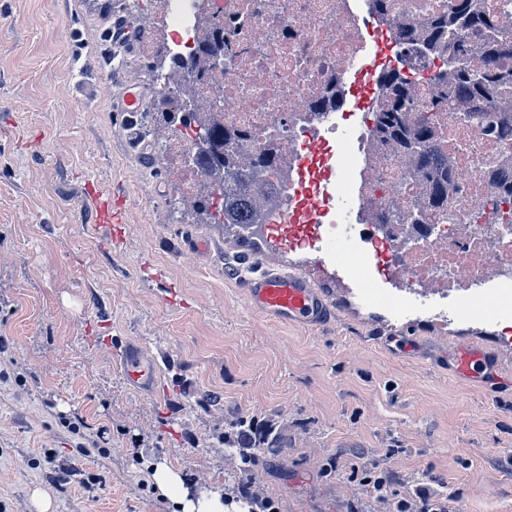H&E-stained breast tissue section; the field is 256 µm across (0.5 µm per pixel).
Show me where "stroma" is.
<instances>
[{"label": "stroma", "mask_w": 512, "mask_h": 512, "mask_svg": "<svg viewBox=\"0 0 512 512\" xmlns=\"http://www.w3.org/2000/svg\"><path fill=\"white\" fill-rule=\"evenodd\" d=\"M107 0H0V512H172L152 484L166 461L236 493L255 484L278 512H380L365 471L387 470L388 499L432 482L451 512H512V352L498 392L457 380L454 345L495 346L490 319L447 330L400 305L361 304L312 251L244 244L220 224L183 223L158 130L135 142L112 99L149 88L147 55L112 26L145 13ZM122 199L101 223L87 189ZM197 237L206 254L184 250ZM293 270L332 303L315 329L250 310L243 271ZM155 356L152 391L129 387L121 353ZM220 402L198 408L197 396ZM285 427L277 459L242 471L219 441L228 413Z\"/></svg>", "instance_id": "35a3bbf8"}]
</instances>
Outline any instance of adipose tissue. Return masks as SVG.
<instances>
[{"mask_svg": "<svg viewBox=\"0 0 512 512\" xmlns=\"http://www.w3.org/2000/svg\"><path fill=\"white\" fill-rule=\"evenodd\" d=\"M151 480L180 512H229L220 490L191 489L181 471L166 462L153 464Z\"/></svg>", "mask_w": 512, "mask_h": 512, "instance_id": "adipose-tissue-1", "label": "adipose tissue"}]
</instances>
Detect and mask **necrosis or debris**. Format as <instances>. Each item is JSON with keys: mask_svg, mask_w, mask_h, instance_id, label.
Listing matches in <instances>:
<instances>
[{"mask_svg": "<svg viewBox=\"0 0 512 512\" xmlns=\"http://www.w3.org/2000/svg\"><path fill=\"white\" fill-rule=\"evenodd\" d=\"M394 2L385 9L374 0L364 8L357 0H151L167 25L169 57L153 86L166 89L183 63L202 56L201 15L233 21L234 30L220 27L211 35L223 40L224 55L197 84L196 103L234 131L227 150L283 161L284 178L267 186L277 199L275 214L290 206L304 148L318 147L327 159L324 186L349 199L360 218L347 227L340 214L324 213L323 232L350 234L367 258L361 275L372 288L400 294L430 288L470 304L477 282L496 276L495 323L512 347V197L498 187L501 171L512 170V136L489 138L467 113L452 122L436 109L448 99V50H423L420 40L447 13L448 0ZM376 32L387 38L391 62L373 71L371 100L361 109L352 71ZM394 74L402 78L410 112L437 122L434 145L448 162L451 205L422 206L423 190L407 175L405 152L378 134L395 100ZM358 111L364 131L354 150L338 120ZM488 218L495 232L479 233L476 221Z\"/></svg>", "mask_w": 512, "mask_h": 512, "instance_id": "1", "label": "necrosis or debris"}]
</instances>
